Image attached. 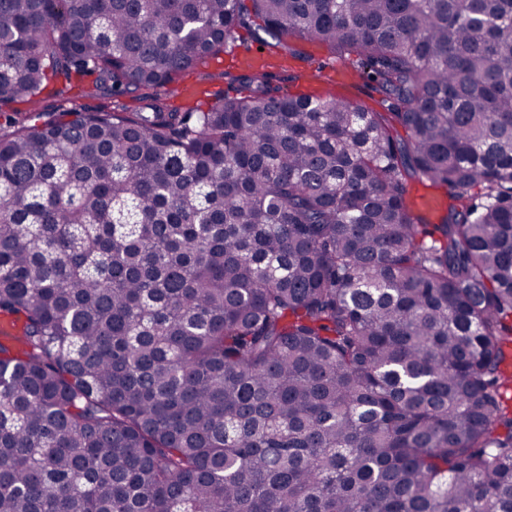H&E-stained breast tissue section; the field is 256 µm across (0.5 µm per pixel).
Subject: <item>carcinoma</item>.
Here are the masks:
<instances>
[{
	"label": "carcinoma",
	"mask_w": 512,
	"mask_h": 512,
	"mask_svg": "<svg viewBox=\"0 0 512 512\" xmlns=\"http://www.w3.org/2000/svg\"><path fill=\"white\" fill-rule=\"evenodd\" d=\"M248 22L379 109L171 108ZM88 77L0 134V512H512V0H0V104ZM74 86L72 89L64 87L62 79L55 83H51L50 88L53 90L61 89L62 93L54 95L52 93L43 96V99L39 102L38 107L35 109L36 112H61L70 107L69 99L73 96L84 94L83 92L91 91V78L86 79L83 83H72ZM79 85V86H78Z\"/></svg>",
	"instance_id": "obj_1"
}]
</instances>
